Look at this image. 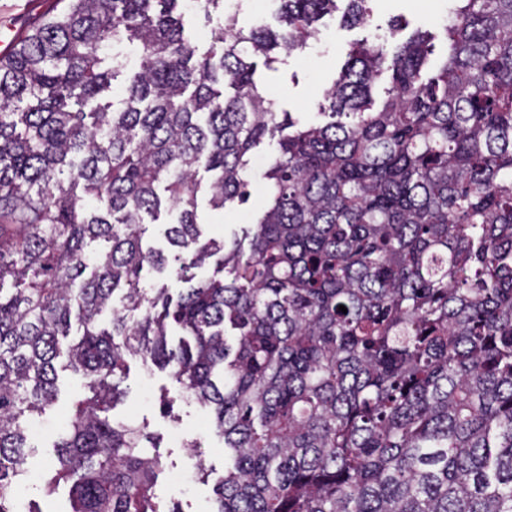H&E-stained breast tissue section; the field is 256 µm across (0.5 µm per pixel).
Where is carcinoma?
I'll return each instance as SVG.
<instances>
[{"instance_id": "carcinoma-1", "label": "carcinoma", "mask_w": 512, "mask_h": 512, "mask_svg": "<svg viewBox=\"0 0 512 512\" xmlns=\"http://www.w3.org/2000/svg\"><path fill=\"white\" fill-rule=\"evenodd\" d=\"M183 2L70 0L0 57V512H17L26 424L61 369L89 396L47 494L161 512L159 443L109 415L133 358L210 410L212 512H512V0H456L431 67L428 32L388 66L357 44L319 125L255 74L337 0H279L276 30L200 0L220 14L203 52ZM131 45L125 97L99 103ZM286 129L244 239H203L199 169L212 207L243 203L250 151ZM163 209L167 254L143 246ZM212 259L220 277L186 276ZM146 268L188 287L150 293Z\"/></svg>"}]
</instances>
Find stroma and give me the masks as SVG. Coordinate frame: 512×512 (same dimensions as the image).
<instances>
[{
  "mask_svg": "<svg viewBox=\"0 0 512 512\" xmlns=\"http://www.w3.org/2000/svg\"><path fill=\"white\" fill-rule=\"evenodd\" d=\"M69 0H0V32L13 31L15 37L24 36L52 12L64 9ZM370 15L364 24L347 26L341 14L324 19L319 35L307 48L286 57L276 69L261 70L265 85L276 95L280 110L303 115L317 121L315 106L344 63L351 46L367 41L392 50L403 41L404 33H391L389 23L402 19L409 30L434 34V59H441L447 45L443 27L450 18L452 0H371ZM209 193L198 197V221L205 236L232 240L241 236L253 216L265 202L260 182H253L250 197L245 203H234L216 209L209 203ZM167 373L147 369L138 360H131L125 382L127 394L113 411L119 420H132L147 431L163 438L161 454L163 471L155 486V496L161 507L180 502L183 512H211L212 486L198 479L199 467L212 469L214 476L224 472V445L209 437V414L198 405L176 402L173 417L163 416L158 397L162 388L170 386ZM59 395L55 406L44 416L33 421L35 453L28 461L29 478L22 483L19 497L22 502H37L42 512H68L67 487H59L53 494H45L44 486L54 474L51 445L64 423L70 419L75 403L84 398L86 390L81 376L63 371L58 379ZM197 438L201 448H185L187 440Z\"/></svg>",
  "mask_w": 512,
  "mask_h": 512,
  "instance_id": "obj_1",
  "label": "stroma"
}]
</instances>
